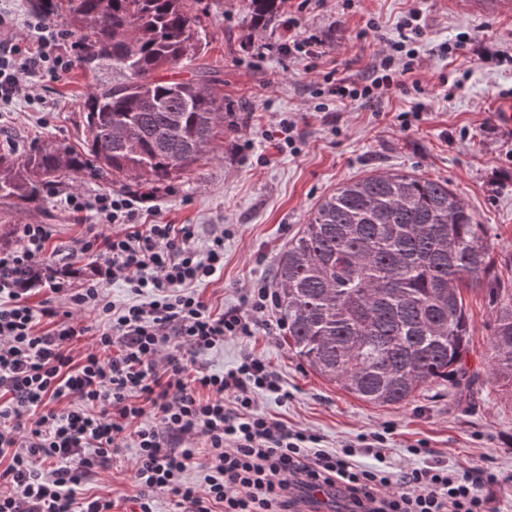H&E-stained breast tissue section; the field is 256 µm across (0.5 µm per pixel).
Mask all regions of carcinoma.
<instances>
[{"label": "carcinoma", "mask_w": 512, "mask_h": 512, "mask_svg": "<svg viewBox=\"0 0 512 512\" xmlns=\"http://www.w3.org/2000/svg\"><path fill=\"white\" fill-rule=\"evenodd\" d=\"M284 0H244L263 32ZM44 18L66 13L90 69L117 81L86 103V150L37 144L0 153V198L38 205L63 173L127 180L140 195L190 171L224 133V97L203 82L165 80L206 47L202 0H31ZM493 243L448 181L377 172L324 198L280 255L276 304L288 347L310 369L374 406L446 384L473 395L463 291L492 306L489 363L512 397V290L493 274Z\"/></svg>", "instance_id": "cac0c4a2"}]
</instances>
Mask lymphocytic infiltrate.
Masks as SVG:
<instances>
[{"label":"lymphocytic infiltrate","mask_w":512,"mask_h":512,"mask_svg":"<svg viewBox=\"0 0 512 512\" xmlns=\"http://www.w3.org/2000/svg\"><path fill=\"white\" fill-rule=\"evenodd\" d=\"M37 50L0 38V101L18 95L22 74L61 75L73 66L65 35L30 21ZM401 40L360 79H337L333 94L369 100L417 63V16ZM135 196L72 194L65 205L87 224L68 255L89 258L91 275L46 270L50 225L26 224L15 248L0 251V512H113L110 499L82 498L80 486L135 448L133 498L154 512L155 494L172 512H306L311 492L336 489L343 512H492L485 489L497 477L482 462L461 472L435 460L394 475L363 466L352 448L312 447V438L259 412L256 397L281 395L264 362L243 355L222 372L195 364L225 339L255 326L283 329L269 314L275 294L251 288L246 307L212 311L200 296L224 267V237L199 243L192 224H139ZM121 282L130 298L115 301ZM47 298L32 304L33 288ZM95 314V329L76 316ZM92 333L78 349L74 340Z\"/></svg>","instance_id":"f902f5d3"}]
</instances>
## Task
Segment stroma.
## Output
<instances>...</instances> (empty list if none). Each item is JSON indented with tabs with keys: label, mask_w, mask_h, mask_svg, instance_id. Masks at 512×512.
I'll return each mask as SVG.
<instances>
[{
	"label": "stroma",
	"mask_w": 512,
	"mask_h": 512,
	"mask_svg": "<svg viewBox=\"0 0 512 512\" xmlns=\"http://www.w3.org/2000/svg\"><path fill=\"white\" fill-rule=\"evenodd\" d=\"M208 44L191 65L173 71L175 79L206 72L224 96L228 123L209 154L194 170L170 184L169 191L143 200L140 224H195L201 236L223 225L224 269L202 288L213 309L240 307L248 288L272 282L281 249L317 207L343 183L370 171H411L448 182L493 242L494 274L512 289V139L499 130L494 101L512 95V12L487 15L464 8L460 0H287L299 26L295 33L316 40L317 67L272 52L290 33L275 24L263 33L243 22V0H204ZM422 16L416 49L421 66L380 100L350 101L329 95L324 78L331 70L357 79L379 60L383 39H394L403 16ZM379 31H370L369 20ZM502 55L485 64L471 50L449 56L457 38ZM22 95L0 102V152L27 151L51 142L82 150L85 102L90 92L112 83V71L88 70L82 61L59 77H24ZM409 130H401L400 114ZM297 120L294 145H274L280 119ZM122 180L105 177L77 182L64 177L39 207L0 200V228L18 239L21 225H50L48 262L73 263L89 271L88 260H68L66 246L82 227L68 212L70 193L123 192ZM469 320L466 361L479 375L471 401L458 400L442 384L419 390L409 402L374 406L330 384L288 348L285 332L254 327L252 335L226 339L201 354L200 365L219 371L244 354L261 358L287 391V399L261 395V412L289 428L317 437L319 447H360L373 433L388 437L386 457L394 470L423 465L421 448L434 449L450 469L483 460L498 481L490 487L496 512H512V401L490 376V307L483 291L463 293ZM135 451L122 449L110 469L86 481L83 497L132 496Z\"/></svg>",
	"instance_id": "35a3bbf8"
}]
</instances>
